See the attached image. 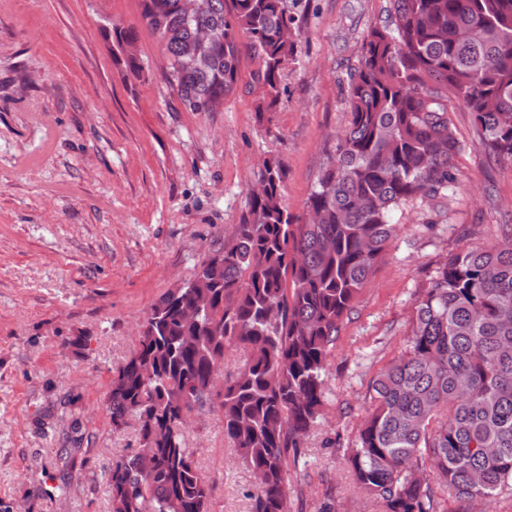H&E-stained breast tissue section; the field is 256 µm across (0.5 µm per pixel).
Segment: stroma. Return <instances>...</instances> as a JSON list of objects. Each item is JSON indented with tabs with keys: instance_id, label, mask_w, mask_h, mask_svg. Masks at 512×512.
Segmentation results:
<instances>
[{
	"instance_id": "stroma-1",
	"label": "stroma",
	"mask_w": 512,
	"mask_h": 512,
	"mask_svg": "<svg viewBox=\"0 0 512 512\" xmlns=\"http://www.w3.org/2000/svg\"><path fill=\"white\" fill-rule=\"evenodd\" d=\"M388 0H300L299 37L273 111L257 116L256 62L242 55L216 112H189L141 30L140 76L104 35L139 21V0H0V512H109L107 467L137 444L113 431L114 371L166 291L229 240L263 163L303 215L348 122L346 79ZM448 116L462 144L451 204L405 207L385 257L342 324L324 373V418L290 464L289 512H381L343 451L370 384L406 349L418 293L439 263L512 224V165L490 159L472 115ZM188 443L213 512H250L254 478L208 413Z\"/></svg>"
}]
</instances>
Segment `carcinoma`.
Instances as JSON below:
<instances>
[{
	"label": "carcinoma",
	"instance_id": "1",
	"mask_svg": "<svg viewBox=\"0 0 512 512\" xmlns=\"http://www.w3.org/2000/svg\"><path fill=\"white\" fill-rule=\"evenodd\" d=\"M287 0H140L139 24L109 30L127 71L143 26L162 44L170 88L190 112H216L244 53L257 62V114L273 110L295 41ZM215 30L220 44L200 42ZM204 55V68L189 66ZM469 112L481 146L512 163V0H389L350 73L349 121L318 172L306 209L288 213L284 176L268 159L263 196L188 284L162 294L138 344L112 375V428L135 422L137 447L107 470L111 512H211V486L188 447L190 418L224 421V440L261 482L252 512H288V453L301 454L322 415L324 372L358 293L384 258L403 207L451 200L461 145L448 96ZM246 359L217 386L224 354ZM343 456L383 512H462L512 487V227L438 265L416 300L406 351L371 384Z\"/></svg>",
	"mask_w": 512,
	"mask_h": 512
}]
</instances>
